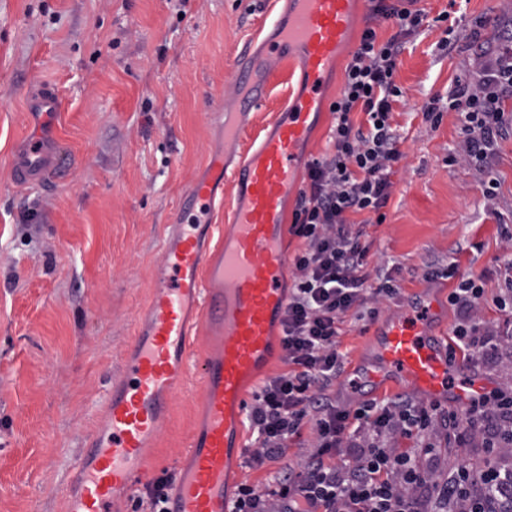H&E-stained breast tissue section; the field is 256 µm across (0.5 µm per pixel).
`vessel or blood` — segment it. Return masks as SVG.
<instances>
[{
    "instance_id": "vessel-or-blood-1",
    "label": "vessel or blood",
    "mask_w": 512,
    "mask_h": 512,
    "mask_svg": "<svg viewBox=\"0 0 512 512\" xmlns=\"http://www.w3.org/2000/svg\"><path fill=\"white\" fill-rule=\"evenodd\" d=\"M356 15L357 0H293L259 54L246 47L239 51L229 78L241 112L262 102L280 70L300 74L299 93L237 166L228 167L223 152H210L206 174L190 184L186 218L164 235L149 303L137 316L136 336L109 390L107 424L90 437L77 465L78 489L66 496V512H124L122 494L142 473L169 400L192 369L196 316L219 324L224 335L202 364L196 398L204 422L188 450L191 465L176 476L168 510L231 512L224 486L238 453L246 386L272 357L273 329L286 304V204L297 188L303 149L324 110L326 81L352 37ZM28 144L25 158L11 170L13 184L58 177V162L48 157L42 136H32ZM226 184L234 190V205L223 240L209 249L199 228L211 222L216 193ZM435 312L429 305L393 318L375 337L378 364L430 399L462 407L489 384L455 378L446 353L424 331Z\"/></svg>"
}]
</instances>
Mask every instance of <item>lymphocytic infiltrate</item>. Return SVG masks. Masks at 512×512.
I'll list each match as a JSON object with an SVG mask.
<instances>
[{
	"label": "lymphocytic infiltrate",
	"mask_w": 512,
	"mask_h": 512,
	"mask_svg": "<svg viewBox=\"0 0 512 512\" xmlns=\"http://www.w3.org/2000/svg\"><path fill=\"white\" fill-rule=\"evenodd\" d=\"M415 2L374 0L341 92L329 106L334 152L308 163L291 225L306 248L295 258L294 284L280 321L289 370L265 382L248 411L255 436L248 450L251 466L281 459L307 426L313 451L300 470L283 468L272 487L240 486L234 512H502L512 506V467L492 461L512 447V389H492L460 412L403 397L363 400L347 409L332 394L345 368L337 342L344 317L364 308L376 318L370 296L398 293L391 274L366 272L368 247L352 217L385 207L393 166L403 156L401 136L391 124L393 105L404 95L395 74L406 43L429 24ZM385 22L392 32L382 41L377 29ZM492 30L490 38L472 43L486 60L479 79L456 81L447 96L430 97L422 107L434 124L445 111L461 112L459 154L481 168L512 129V28L496 24ZM357 112L365 114V125H356ZM442 276L458 281L448 295L457 316L449 354L495 361L500 334L477 317L485 294L482 277L459 274L453 262ZM372 278L377 288H369ZM456 433L480 437L490 460L480 471L460 467L433 481L429 466L440 454L436 438ZM402 438L415 439L416 453L397 448Z\"/></svg>",
	"instance_id": "obj_1"
}]
</instances>
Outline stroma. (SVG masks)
<instances>
[{"instance_id": "stroma-1", "label": "stroma", "mask_w": 512, "mask_h": 512, "mask_svg": "<svg viewBox=\"0 0 512 512\" xmlns=\"http://www.w3.org/2000/svg\"><path fill=\"white\" fill-rule=\"evenodd\" d=\"M432 19L403 51L396 73L405 97L392 124L404 138L385 219L366 227L369 267L392 272L399 294L378 301L376 319L348 314L339 349L346 372L336 402L416 397L406 379L370 381L377 325L435 305L429 339L447 348L456 314L448 303L455 280H430L429 269L456 262L461 274L484 278L481 321L504 324L494 300L512 277V134L499 141L485 170L458 159L463 117L438 124L420 111L447 95L457 78L477 77L484 61L467 44L484 20L512 22V0H421ZM288 0H0V512H64L76 489L75 465L105 418L107 390L132 343L162 253L166 225L180 196L205 168L211 146H223L220 114L228 74L243 45L259 50ZM454 20V43L437 16ZM51 87L62 98L52 120L39 123L30 95ZM297 82L279 76L251 116L252 143L292 101ZM41 131L62 161L58 180L25 187L11 182V163ZM495 179V197L485 185ZM192 371L170 404L165 429L149 449L126 512L162 470L183 456L203 415L191 397ZM313 436L304 432L282 462L256 468L238 459L226 492L272 485L281 466L300 468ZM478 442L443 447L435 477L479 468Z\"/></svg>"}]
</instances>
